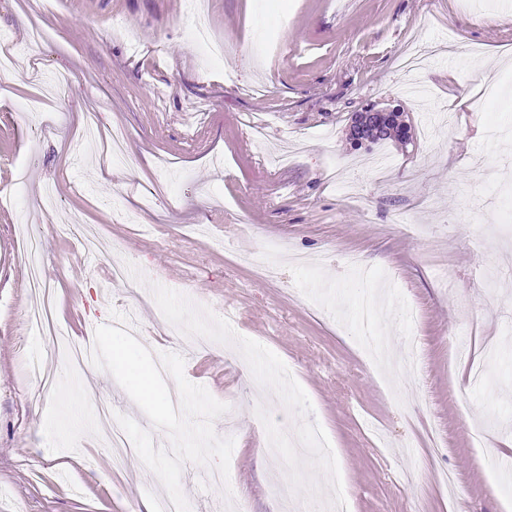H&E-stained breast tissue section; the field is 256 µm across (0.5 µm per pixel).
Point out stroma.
Listing matches in <instances>:
<instances>
[{
    "instance_id": "1",
    "label": "stroma",
    "mask_w": 512,
    "mask_h": 512,
    "mask_svg": "<svg viewBox=\"0 0 512 512\" xmlns=\"http://www.w3.org/2000/svg\"><path fill=\"white\" fill-rule=\"evenodd\" d=\"M187 0H0L22 48L0 75V512H505L497 460L512 437V108L471 111L477 63L512 97L505 0H206L211 65ZM51 41L27 48L33 14ZM407 51L424 55L402 69ZM70 81L41 112L40 70ZM397 107L408 145L355 148L364 106ZM127 131L131 165L105 159ZM105 240L77 264L38 201ZM43 244L62 336L25 320L23 241ZM360 259L354 270L347 258ZM281 268L277 281L254 267ZM128 264L131 298L111 266ZM384 315L371 365L365 291ZM163 363L183 413L137 404L113 367L119 322ZM211 332L197 350L187 335ZM464 337L469 352L455 355ZM93 340L88 369L62 348ZM54 380L44 394L37 371ZM123 420L141 466L118 468L98 408ZM486 427L484 447L472 434ZM413 443L404 455L402 443ZM459 480L452 500L437 477ZM295 489L292 502L280 484Z\"/></svg>"
}]
</instances>
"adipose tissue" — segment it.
<instances>
[{"instance_id": "ef3b65f1", "label": "adipose tissue", "mask_w": 512, "mask_h": 512, "mask_svg": "<svg viewBox=\"0 0 512 512\" xmlns=\"http://www.w3.org/2000/svg\"><path fill=\"white\" fill-rule=\"evenodd\" d=\"M112 361L124 371L125 377L141 404L155 413L174 416L176 408L170 389L164 385L157 367L147 361L124 339H115L112 345Z\"/></svg>"}]
</instances>
